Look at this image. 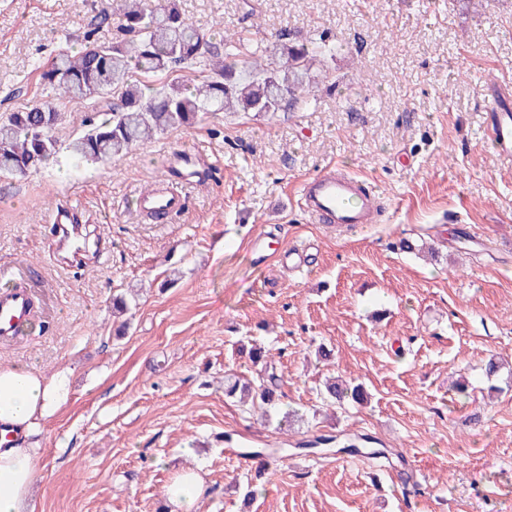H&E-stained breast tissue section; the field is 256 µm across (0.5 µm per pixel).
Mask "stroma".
I'll return each instance as SVG.
<instances>
[{
	"instance_id": "stroma-1",
	"label": "stroma",
	"mask_w": 512,
	"mask_h": 512,
	"mask_svg": "<svg viewBox=\"0 0 512 512\" xmlns=\"http://www.w3.org/2000/svg\"><path fill=\"white\" fill-rule=\"evenodd\" d=\"M105 2L0 0V116L46 98L34 62L78 45ZM180 5L203 28L338 52L306 107L214 112L118 159L63 152L0 182V266L22 265L37 300L0 366L72 371L43 426L35 512H159L189 465L205 478L198 512H512V164L494 157L482 110L488 79L512 84V0ZM183 147L209 177L168 222L141 220L135 194ZM330 168L374 183L372 224L342 232L298 208ZM62 200L94 240L78 264L55 254ZM117 291L136 297L122 335ZM257 342L282 380L266 420L224 396L225 376H255ZM337 376L362 383L367 405L323 402ZM324 434L376 439L389 461L300 451Z\"/></svg>"
}]
</instances>
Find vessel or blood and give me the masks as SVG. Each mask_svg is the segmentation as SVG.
Masks as SVG:
<instances>
[{
    "mask_svg": "<svg viewBox=\"0 0 512 512\" xmlns=\"http://www.w3.org/2000/svg\"><path fill=\"white\" fill-rule=\"evenodd\" d=\"M512 100V86L493 81L487 87L486 110L495 153L512 161V118L506 104ZM205 166L198 149H174L167 158L164 174L154 187L138 193L135 210L153 218L180 211L185 198L179 187L203 180ZM376 200L375 190L351 176L323 172L302 187L297 205L311 222L352 228L369 223ZM32 293L25 288L0 290V340L13 339L29 318Z\"/></svg>",
    "mask_w": 512,
    "mask_h": 512,
    "instance_id": "1",
    "label": "vessel or blood"
}]
</instances>
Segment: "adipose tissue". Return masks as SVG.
Here are the masks:
<instances>
[{
	"label": "adipose tissue",
	"mask_w": 512,
	"mask_h": 512,
	"mask_svg": "<svg viewBox=\"0 0 512 512\" xmlns=\"http://www.w3.org/2000/svg\"><path fill=\"white\" fill-rule=\"evenodd\" d=\"M69 397V368L47 377L22 364L0 367V512H34L32 489L43 453L37 436ZM204 492L199 471H182L166 491L169 512H198Z\"/></svg>",
	"instance_id": "ef3b65f1"
}]
</instances>
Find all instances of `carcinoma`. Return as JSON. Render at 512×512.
Here are the masks:
<instances>
[{"label":"carcinoma","instance_id":"cac0c4a2","mask_svg":"<svg viewBox=\"0 0 512 512\" xmlns=\"http://www.w3.org/2000/svg\"><path fill=\"white\" fill-rule=\"evenodd\" d=\"M117 19L125 38L102 43L96 30L84 33L77 51L66 46L44 65L45 86L53 98L0 117V176L41 168L59 151L56 130L62 121L57 102L82 105L85 130L68 145L82 160L107 162L169 130L194 127L210 112H277L285 103L299 107L314 93L312 69L336 53V45L310 39L281 44L269 54L245 52L246 34L222 36L185 17L178 0L152 8L144 0H109L99 25ZM196 74L189 79L181 74ZM117 93L121 106L98 119V103ZM276 377L224 378V396L267 412L275 401ZM333 404L363 405L359 384L334 381L325 386Z\"/></svg>","mask_w":512,"mask_h":512}]
</instances>
